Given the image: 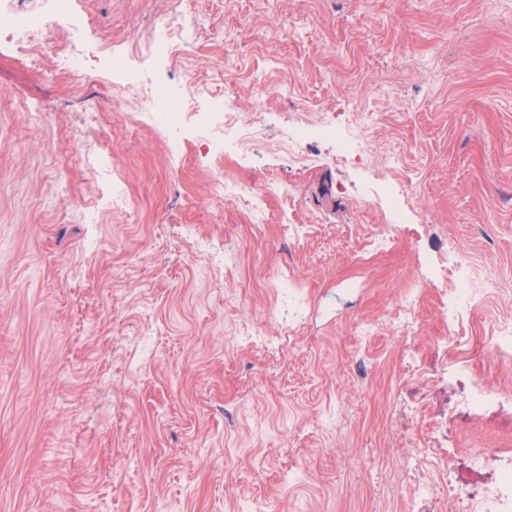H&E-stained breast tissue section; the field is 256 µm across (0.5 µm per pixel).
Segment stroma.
I'll use <instances>...</instances> for the list:
<instances>
[{"instance_id":"35a3bbf8","label":"stroma","mask_w":512,"mask_h":512,"mask_svg":"<svg viewBox=\"0 0 512 512\" xmlns=\"http://www.w3.org/2000/svg\"><path fill=\"white\" fill-rule=\"evenodd\" d=\"M13 9L50 24L41 56L0 41V512H410L402 461L431 436L413 406L436 394L459 471L512 448L505 427L474 440L454 387L406 366L413 350L512 386L491 335L512 320V0ZM167 18L197 40L157 49ZM116 54L174 88L179 153ZM216 96L260 138L214 162L195 126ZM324 122L361 157L285 148ZM461 252L498 279L460 322L465 357L442 351ZM285 323L293 351H244Z\"/></svg>"}]
</instances>
